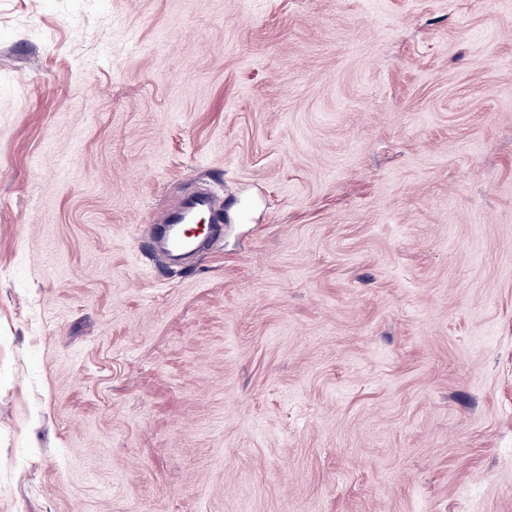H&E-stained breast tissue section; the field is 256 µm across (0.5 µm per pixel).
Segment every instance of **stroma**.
<instances>
[{
    "label": "stroma",
    "mask_w": 512,
    "mask_h": 512,
    "mask_svg": "<svg viewBox=\"0 0 512 512\" xmlns=\"http://www.w3.org/2000/svg\"><path fill=\"white\" fill-rule=\"evenodd\" d=\"M0 512H512V0H0ZM202 214H211L213 224H207L199 236L189 237L187 228ZM224 222L223 209L216 208V196L211 191L200 192L186 199L179 207L166 211L161 224H152L156 235L172 256H180L194 249L199 241L216 232Z\"/></svg>",
    "instance_id": "stroma-1"
}]
</instances>
